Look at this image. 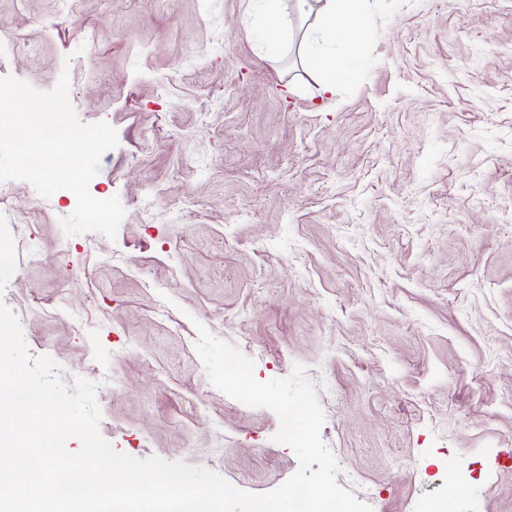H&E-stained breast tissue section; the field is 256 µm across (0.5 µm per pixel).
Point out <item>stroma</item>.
I'll list each match as a JSON object with an SVG mask.
<instances>
[{"label":"stroma","mask_w":512,"mask_h":512,"mask_svg":"<svg viewBox=\"0 0 512 512\" xmlns=\"http://www.w3.org/2000/svg\"><path fill=\"white\" fill-rule=\"evenodd\" d=\"M357 74L321 97L297 19L278 58L246 0H0V77L70 74L118 134L76 198L7 182L0 275L32 355L98 385L100 432L266 493L298 469L277 415L215 388L197 325L259 381L302 364L337 482L373 512H512V0H369Z\"/></svg>","instance_id":"obj_1"}]
</instances>
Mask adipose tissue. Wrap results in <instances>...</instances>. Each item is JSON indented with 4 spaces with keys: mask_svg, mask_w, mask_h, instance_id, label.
<instances>
[{
    "mask_svg": "<svg viewBox=\"0 0 512 512\" xmlns=\"http://www.w3.org/2000/svg\"><path fill=\"white\" fill-rule=\"evenodd\" d=\"M264 20L265 47L277 54L294 14H314L316 32L302 46L305 65L320 76L321 94H335L338 80L350 75L369 33L366 0H250Z\"/></svg>",
    "mask_w": 512,
    "mask_h": 512,
    "instance_id": "ef3b65f1",
    "label": "adipose tissue"
}]
</instances>
